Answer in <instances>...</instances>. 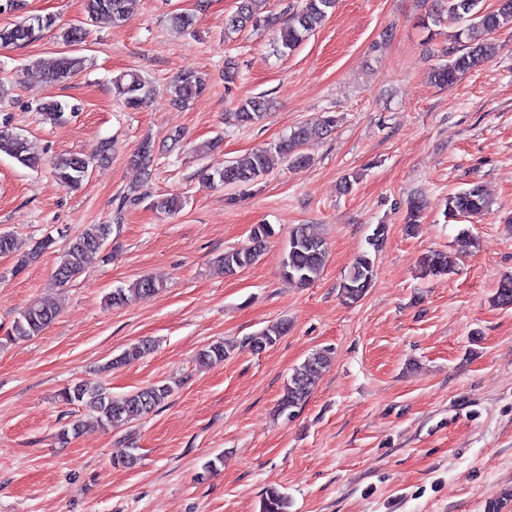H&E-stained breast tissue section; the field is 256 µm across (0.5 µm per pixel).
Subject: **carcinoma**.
<instances>
[{"label": "carcinoma", "instance_id": "carcinoma-1", "mask_svg": "<svg viewBox=\"0 0 512 512\" xmlns=\"http://www.w3.org/2000/svg\"><path fill=\"white\" fill-rule=\"evenodd\" d=\"M265 0H238L237 10L226 20V28L238 31L247 26L255 30H274L277 51L282 54L294 51L302 41L322 26L336 0H303V5L284 19L274 14H265ZM441 6L431 11L422 20L426 29L441 24V12L459 20L460 29L454 35L460 48H445L441 51L444 60L432 67L430 79L436 85L449 87L464 74L480 67L493 54L494 47L486 35L505 26H512V0H500L498 7L488 10L483 0H439ZM138 0H86L85 9L89 17H106L121 22L134 12ZM29 19L0 27V47L26 45L40 39L51 29L54 20L42 17V23L34 32L27 30ZM85 59L63 55L48 62L39 63L44 80L55 85L66 81L84 68ZM205 79L195 72L180 74L170 86L171 101L183 107L206 90ZM114 95L129 108H139L154 94L152 83L137 72L127 71L112 80ZM270 109L268 99L252 96L237 102L232 117L239 126H251L262 120ZM336 124V117L327 115L313 124L295 127L291 133L276 143L252 152L247 158L229 161L224 168L205 174L208 181H218L226 186L252 184L268 175L274 161L286 159L302 165L311 161L304 153L305 146L314 139L328 134ZM0 154H5L27 168H36L41 159L30 151L25 138L10 131L6 122L0 123ZM93 157L79 154L61 155L54 159L53 169L60 183L71 189L81 186L89 172ZM155 161L153 144L143 141L132 156V162L143 172H148ZM490 202L482 185L472 183L469 187L448 195V216L452 219L476 217L489 210ZM422 217L420 199L410 200L404 216V228L409 234L415 232ZM113 233L111 224H87L72 238L60 257L55 279L64 286L77 279L84 271L86 258L101 251L109 244ZM273 230L268 224H257L251 232L250 245L224 251V272L233 275L254 264ZM476 238L466 229L458 232L454 247L460 253H468L476 247ZM326 260L324 243L308 225L292 228L288 248L283 257V277L298 285L312 283L321 273ZM419 272L423 277L444 278L450 274L447 256L441 251H428L419 259ZM375 266L369 252H362L354 261L348 275L340 284V295L347 304L359 302L372 287ZM159 285L148 276H143L127 287L112 289L105 301L111 307H122L132 300L156 293ZM493 301L502 308H512V276L501 278L495 288ZM57 316V310L40 302L30 303L14 321L9 337L14 340L30 339L40 335ZM288 330V323L280 322L245 339L244 344L255 351L276 344ZM231 345L217 342L203 349L199 358L207 363H221L229 354ZM331 365V356L326 350L312 353L294 369L278 403V412L291 419L296 410L302 408L311 397L316 383ZM173 392L171 385L157 382L122 395L100 383L84 382L64 389L61 400L68 403H85L97 413L96 423L106 428L115 423H132L162 405ZM288 495L271 488L265 492L260 503V512H290Z\"/></svg>", "mask_w": 512, "mask_h": 512}]
</instances>
